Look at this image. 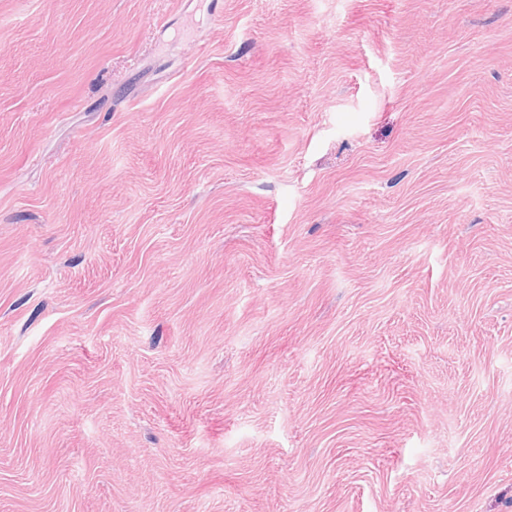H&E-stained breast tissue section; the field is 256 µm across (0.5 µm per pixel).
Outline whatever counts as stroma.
Returning <instances> with one entry per match:
<instances>
[{
  "label": "stroma",
  "instance_id": "1",
  "mask_svg": "<svg viewBox=\"0 0 512 512\" xmlns=\"http://www.w3.org/2000/svg\"><path fill=\"white\" fill-rule=\"evenodd\" d=\"M0 512H512V0H0Z\"/></svg>",
  "mask_w": 512,
  "mask_h": 512
}]
</instances>
